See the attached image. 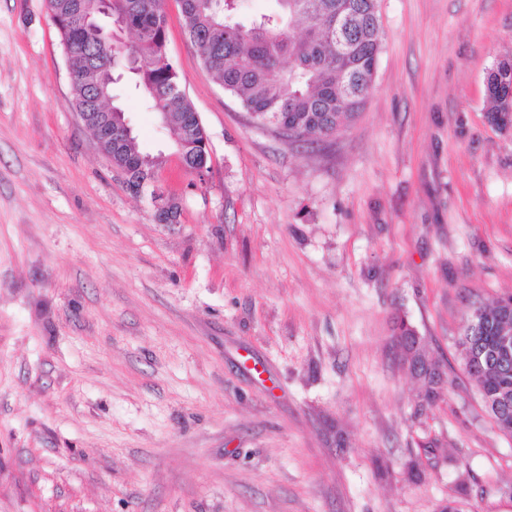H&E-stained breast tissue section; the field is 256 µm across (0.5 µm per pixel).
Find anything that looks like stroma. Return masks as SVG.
<instances>
[{
	"instance_id": "1",
	"label": "stroma",
	"mask_w": 512,
	"mask_h": 512,
	"mask_svg": "<svg viewBox=\"0 0 512 512\" xmlns=\"http://www.w3.org/2000/svg\"><path fill=\"white\" fill-rule=\"evenodd\" d=\"M378 6L362 112L306 145L251 124L165 0L205 178L115 93L165 158L166 225L73 110L45 0H0V512H512V437L458 346L512 294V133L485 120L512 0ZM400 314L447 373L423 412Z\"/></svg>"
}]
</instances>
